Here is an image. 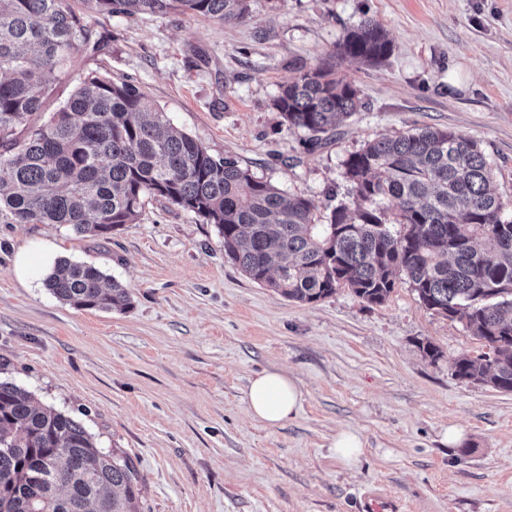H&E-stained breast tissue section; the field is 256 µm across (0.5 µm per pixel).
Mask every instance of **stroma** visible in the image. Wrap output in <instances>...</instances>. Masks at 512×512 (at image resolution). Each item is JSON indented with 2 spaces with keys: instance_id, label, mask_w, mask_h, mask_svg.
I'll list each match as a JSON object with an SVG mask.
<instances>
[{
  "instance_id": "obj_1",
  "label": "stroma",
  "mask_w": 512,
  "mask_h": 512,
  "mask_svg": "<svg viewBox=\"0 0 512 512\" xmlns=\"http://www.w3.org/2000/svg\"><path fill=\"white\" fill-rule=\"evenodd\" d=\"M366 17L393 52L377 67L337 60L364 107L308 149L273 98L295 64L326 59ZM85 22L109 48L78 53L67 76L51 78L56 102L91 72L133 82L213 157L312 200L317 223L349 199V154L425 126L477 140L494 190L512 202V0H253L240 23ZM22 251L96 266L128 288L131 308L64 304L45 272L17 277ZM485 351L401 278L380 305L346 287L290 302L225 257L214 225L152 198L107 241L65 224L0 223V380L80 421L98 447L125 450L142 512H358L369 488L404 512H512V392L454 375L458 356ZM274 369L303 402L270 428L248 416L245 393ZM452 427L460 443L447 442ZM343 429L363 442L352 469L332 447Z\"/></svg>"
}]
</instances>
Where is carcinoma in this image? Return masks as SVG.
<instances>
[{
    "mask_svg": "<svg viewBox=\"0 0 512 512\" xmlns=\"http://www.w3.org/2000/svg\"><path fill=\"white\" fill-rule=\"evenodd\" d=\"M252 0H0V223L68 224L109 239L155 198L213 224L224 254L253 282L311 304L341 287L384 303L395 276L418 302L484 341L487 358L461 355L456 377L512 392V216L490 189L479 143L447 129L381 135L343 162L353 201L314 223V205L231 157L216 159L172 126L137 87L87 75L53 106L48 76L74 54H96L83 13L133 17L190 12L224 24ZM391 53L364 18L315 67L273 100L310 145L363 107L335 59L376 66ZM96 267L58 261L46 285L82 309L124 311L127 288ZM141 486L122 449L97 447L81 423L0 381V512H139Z\"/></svg>",
    "mask_w": 512,
    "mask_h": 512,
    "instance_id": "cac0c4a2",
    "label": "carcinoma"
}]
</instances>
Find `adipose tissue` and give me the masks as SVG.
<instances>
[{"instance_id":"1","label":"adipose tissue","mask_w":512,"mask_h":512,"mask_svg":"<svg viewBox=\"0 0 512 512\" xmlns=\"http://www.w3.org/2000/svg\"><path fill=\"white\" fill-rule=\"evenodd\" d=\"M303 392L296 381L279 370L252 377L245 395L249 416L270 427L293 419L302 405Z\"/></svg>"}]
</instances>
